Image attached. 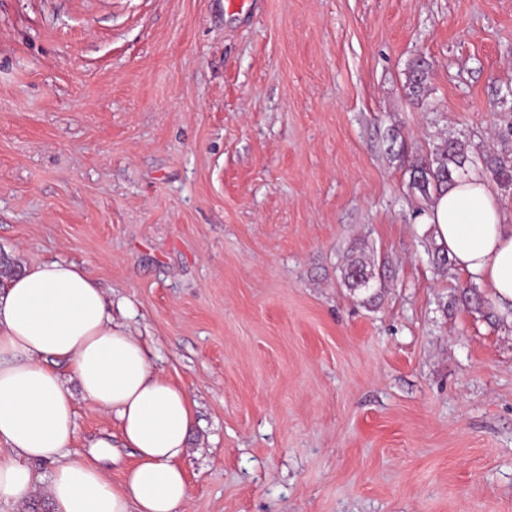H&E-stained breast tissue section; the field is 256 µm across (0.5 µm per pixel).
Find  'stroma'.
Here are the masks:
<instances>
[{
	"mask_svg": "<svg viewBox=\"0 0 512 512\" xmlns=\"http://www.w3.org/2000/svg\"><path fill=\"white\" fill-rule=\"evenodd\" d=\"M451 138L512 158V0H0V258L195 401L187 512H512V329L410 185Z\"/></svg>",
	"mask_w": 512,
	"mask_h": 512,
	"instance_id": "35a3bbf8",
	"label": "stroma"
}]
</instances>
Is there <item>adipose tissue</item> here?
<instances>
[{
    "instance_id": "ef3b65f1",
    "label": "adipose tissue",
    "mask_w": 512,
    "mask_h": 512,
    "mask_svg": "<svg viewBox=\"0 0 512 512\" xmlns=\"http://www.w3.org/2000/svg\"><path fill=\"white\" fill-rule=\"evenodd\" d=\"M434 227L456 268L484 284L512 326V225L498 194L473 172L432 204ZM71 373L63 378L58 364ZM112 413L137 461L122 486L71 453L76 406ZM194 402L152 369L142 341L112 321L87 271L64 260L34 261L0 294V504L32 498L46 483L51 512H186L179 465ZM51 464L49 477L33 465Z\"/></svg>"
}]
</instances>
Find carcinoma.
Instances as JSON below:
<instances>
[{
  "label": "carcinoma",
  "instance_id": "carcinoma-1",
  "mask_svg": "<svg viewBox=\"0 0 512 512\" xmlns=\"http://www.w3.org/2000/svg\"><path fill=\"white\" fill-rule=\"evenodd\" d=\"M472 163L464 144L450 141L441 152L422 159L411 166L410 184L422 196L438 195L454 184L457 178L467 172ZM484 165L504 185H512V161L503 158H489ZM347 285L353 289L363 287L361 279L371 276L365 261L359 256L349 259L346 266Z\"/></svg>",
  "mask_w": 512,
  "mask_h": 512
}]
</instances>
